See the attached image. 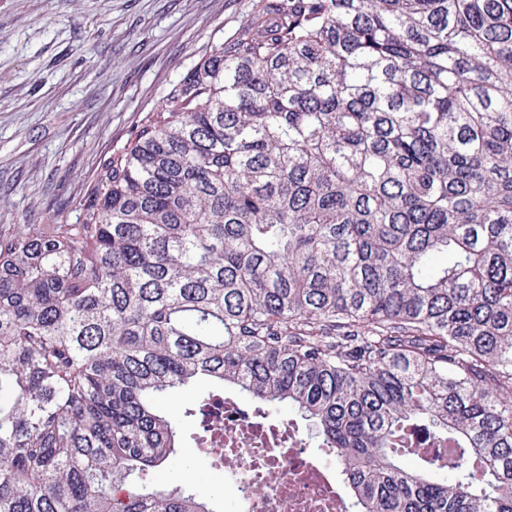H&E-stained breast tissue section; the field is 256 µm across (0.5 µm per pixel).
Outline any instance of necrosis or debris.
<instances>
[{
	"mask_svg": "<svg viewBox=\"0 0 512 512\" xmlns=\"http://www.w3.org/2000/svg\"><path fill=\"white\" fill-rule=\"evenodd\" d=\"M224 470L243 490L242 512H346L330 465L305 456L288 425L249 416L224 400Z\"/></svg>",
	"mask_w": 512,
	"mask_h": 512,
	"instance_id": "necrosis-or-debris-1",
	"label": "necrosis or debris"
}]
</instances>
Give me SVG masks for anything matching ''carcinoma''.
I'll use <instances>...</instances> for the list:
<instances>
[{
    "mask_svg": "<svg viewBox=\"0 0 512 512\" xmlns=\"http://www.w3.org/2000/svg\"><path fill=\"white\" fill-rule=\"evenodd\" d=\"M253 7L0 235V512H213L146 484L200 380L313 420L355 512H512V0Z\"/></svg>",
    "mask_w": 512,
    "mask_h": 512,
    "instance_id": "cac0c4a2",
    "label": "carcinoma"
}]
</instances>
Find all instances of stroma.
<instances>
[{"label":"stroma","instance_id":"obj_1","mask_svg":"<svg viewBox=\"0 0 512 512\" xmlns=\"http://www.w3.org/2000/svg\"><path fill=\"white\" fill-rule=\"evenodd\" d=\"M254 0H0V231L15 224L75 222L97 169L164 101L171 78L203 48L250 20ZM248 409L298 427L303 451L323 453L311 421L285 403ZM176 425L183 443L151 475L185 485L213 512H237L240 493L201 455L195 418Z\"/></svg>","mask_w":512,"mask_h":512}]
</instances>
